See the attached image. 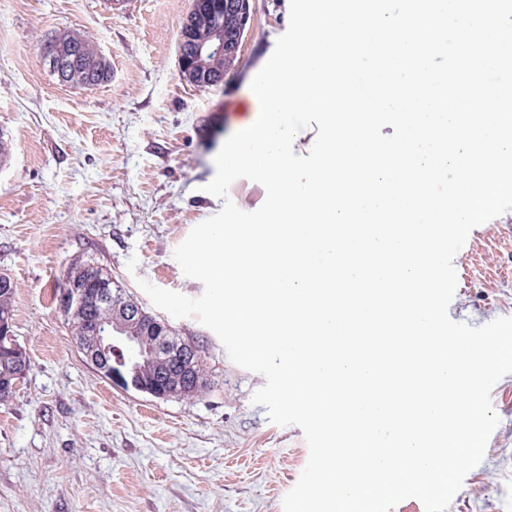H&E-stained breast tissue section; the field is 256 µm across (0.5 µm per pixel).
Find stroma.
<instances>
[{"mask_svg":"<svg viewBox=\"0 0 512 512\" xmlns=\"http://www.w3.org/2000/svg\"><path fill=\"white\" fill-rule=\"evenodd\" d=\"M288 3L253 0L237 68L201 89L178 74L190 0H0V274L16 286L13 330L30 359L0 406V512H283L309 449L301 428L253 403L263 376L196 318L173 317L203 344L209 387H124L85 359L56 295L77 260L143 303L142 280L202 294L173 251L223 206L205 190L214 158L259 110L250 80L288 28ZM63 30L106 54L109 82L58 83L41 47ZM453 264L454 321L512 316V211L475 227ZM491 401L499 423L447 512H512V374Z\"/></svg>","mask_w":512,"mask_h":512,"instance_id":"35a3bbf8","label":"stroma"}]
</instances>
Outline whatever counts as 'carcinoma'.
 Returning a JSON list of instances; mask_svg holds the SVG:
<instances>
[{"mask_svg":"<svg viewBox=\"0 0 512 512\" xmlns=\"http://www.w3.org/2000/svg\"><path fill=\"white\" fill-rule=\"evenodd\" d=\"M252 0H224V16L219 24L224 28L225 56L222 60L199 64L193 76V85L201 88L217 87L231 67L244 35L242 18L252 11ZM207 25L187 18L180 30L179 48L191 54L195 41L206 34ZM95 282L112 290V303L105 306L89 303L68 316L72 332L79 344L91 341L92 325L103 324L114 336H130L137 356L128 362L121 356H112V362L129 376L136 375L159 383L166 397L185 398L202 392L208 378L201 369L204 347L200 342L187 341L165 324V320L148 311L140 302L127 296L122 289L112 287V276L92 262H80L70 267L65 283L84 288ZM15 286L7 276H0V318L13 317ZM165 326L167 345L159 344L155 326ZM30 366L26 351L19 353L9 343L0 346V379L14 382L17 374Z\"/></svg>","mask_w":512,"mask_h":512,"instance_id":"carcinoma-1","label":"carcinoma"}]
</instances>
